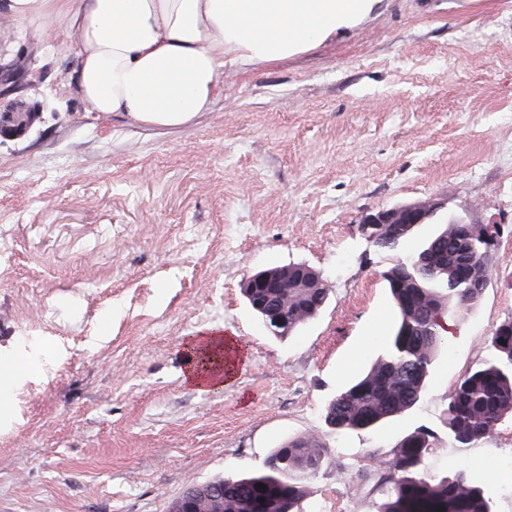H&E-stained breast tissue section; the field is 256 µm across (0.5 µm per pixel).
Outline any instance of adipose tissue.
<instances>
[{"mask_svg": "<svg viewBox=\"0 0 512 512\" xmlns=\"http://www.w3.org/2000/svg\"><path fill=\"white\" fill-rule=\"evenodd\" d=\"M371 0H0V13L47 22L63 13L75 34L77 92L91 111L177 127L210 109L224 50L272 60L364 13ZM185 380L203 391L234 377L223 332L190 337Z\"/></svg>", "mask_w": 512, "mask_h": 512, "instance_id": "1", "label": "adipose tissue"}]
</instances>
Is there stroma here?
<instances>
[{
    "mask_svg": "<svg viewBox=\"0 0 512 512\" xmlns=\"http://www.w3.org/2000/svg\"><path fill=\"white\" fill-rule=\"evenodd\" d=\"M36 82L15 100L40 119L0 136V356L35 373L0 405V512H167L188 486L248 473L288 438L331 455L302 512H376L377 461L420 425L431 473L465 466L512 512V421L465 450L441 424L451 387L489 357L512 317V0H373L336 34L288 57L228 52L210 111L160 128L100 114L72 91L74 34L12 21ZM439 207L406 251L449 216L497 224L495 270L447 342L418 403L374 433L336 437L328 400L382 351L395 310L364 217ZM303 262L329 299L280 338L247 305L262 268ZM213 329L242 359L232 385L183 379L188 337ZM496 456H488V449Z\"/></svg>",
    "mask_w": 512,
    "mask_h": 512,
    "instance_id": "1",
    "label": "stroma"
}]
</instances>
